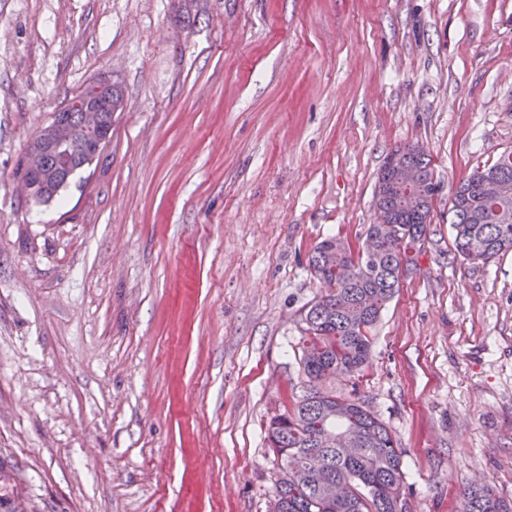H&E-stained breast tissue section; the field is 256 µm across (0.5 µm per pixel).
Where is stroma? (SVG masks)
I'll list each match as a JSON object with an SVG mask.
<instances>
[{
  "mask_svg": "<svg viewBox=\"0 0 512 512\" xmlns=\"http://www.w3.org/2000/svg\"><path fill=\"white\" fill-rule=\"evenodd\" d=\"M99 159L50 203L16 163L101 77ZM420 144L430 240L372 328L362 401L408 512L512 499V252L458 258L448 190L512 150V0H0V468L30 512H269L324 239ZM460 512H512V499L497 496L488 486H469Z\"/></svg>",
  "mask_w": 512,
  "mask_h": 512,
  "instance_id": "35a3bbf8",
  "label": "stroma"
}]
</instances>
